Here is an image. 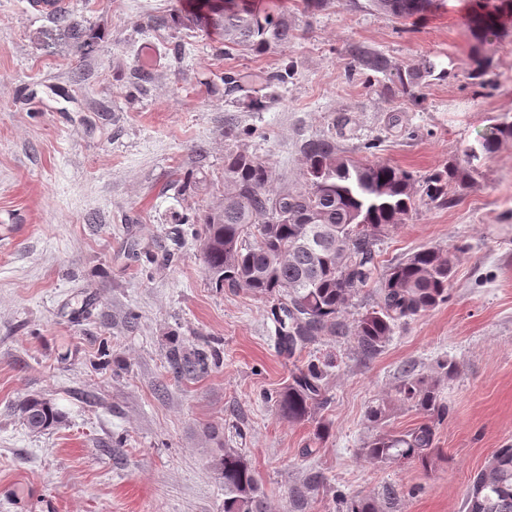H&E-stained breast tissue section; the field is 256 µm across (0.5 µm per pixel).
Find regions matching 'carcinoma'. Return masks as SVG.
Here are the masks:
<instances>
[{
    "label": "carcinoma",
    "mask_w": 512,
    "mask_h": 512,
    "mask_svg": "<svg viewBox=\"0 0 512 512\" xmlns=\"http://www.w3.org/2000/svg\"><path fill=\"white\" fill-rule=\"evenodd\" d=\"M378 12L401 22L441 9L445 0H369ZM470 26L473 44L468 54L467 76L479 87L491 85L487 75L492 61L483 47L499 37L504 9L512 3L474 0ZM52 17L61 24L81 52L93 48L94 35L83 24L62 13ZM173 24L186 30L213 29L222 36L219 54L243 50L262 55L293 36L292 17L286 9L259 11L251 0H197L186 13L176 10ZM349 73L370 70L381 73L400 93L418 102L419 89L446 72L424 59L417 65H391L383 55L356 48L350 51ZM290 70L284 67L260 77L262 88L285 84ZM212 96L240 93L239 104L252 110L268 107L273 96L259 93L238 74L228 73L220 83H208ZM512 138V122H501L462 156L418 179L410 172L370 161L343 151L336 138L321 136L302 147L303 184L297 189L273 187L268 162L243 147L224 154V192L218 201L194 214L172 216L168 236L181 239L183 224L200 225L201 257L213 288L245 292L276 301L271 309L276 331L288 358L307 349L322 336H354L365 359L376 357L402 321L448 301V285L454 273L452 256L430 247L412 252L378 272L377 241L416 210L417 198L437 207L456 204V192L472 181L476 162L493 154ZM374 285L375 305L348 324L344 314L352 300ZM220 349L205 343L169 338L166 369L175 379H197L219 366ZM440 376L428 377L405 371L397 387L398 400L417 410L424 421L404 431H384L372 436L360 455L374 463L409 461L429 468L439 457L437 425L449 414L442 401L441 379L457 372L452 359L438 362ZM325 372L310 362L292 375V382L275 395L280 418L294 424L315 421L325 399ZM24 426L41 433L63 422L64 414L40 396L18 405ZM218 448L210 466L224 483V512H270L262 483L246 455L224 447L218 432L208 431ZM324 486L319 474L310 476L292 491V497L308 499ZM397 499L388 487L382 497L345 501L342 512H390ZM465 512H512V446L496 449L471 478L464 501Z\"/></svg>",
    "instance_id": "obj_1"
}]
</instances>
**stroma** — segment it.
Here are the masks:
<instances>
[{
    "label": "stroma",
    "mask_w": 512,
    "mask_h": 512,
    "mask_svg": "<svg viewBox=\"0 0 512 512\" xmlns=\"http://www.w3.org/2000/svg\"><path fill=\"white\" fill-rule=\"evenodd\" d=\"M194 2L64 0L97 34L84 55L51 15L0 0V214L19 216L0 223V512H224L210 425L247 456L271 512H340L387 487L394 512H460L471 475L512 446V139L482 160L454 207L419 201L376 247L384 266L422 248L453 254L447 302L398 324L372 360L350 336L303 352L327 366L318 417L332 429L319 441L314 424L282 420L272 401L294 366L278 352L269 301L211 288L197 225H183L171 263L147 256L167 246L171 212L220 197L237 142L291 188L301 185V144L323 135L417 177L460 158L512 120V18L510 36L487 49L496 83L481 89L466 76L470 0H446L406 29L368 0H328L313 15L293 0H255L287 6L293 38L223 57L218 35L163 26ZM355 45L396 65L427 58L448 75L412 102L383 75L348 74ZM142 60L150 78L134 92ZM287 65V84L259 112L203 88L230 71L251 78ZM342 115L350 122L338 132ZM187 170L204 183L182 195L174 182ZM170 332L220 341L222 364L170 379ZM445 357L459 372L441 385L450 413L434 467L364 460L368 407L389 403L384 429L414 427L422 417L395 388L407 365L430 376ZM31 395L55 403L62 423L29 432L16 406ZM312 471L324 486L295 510L290 491Z\"/></svg>",
    "instance_id": "obj_1"
}]
</instances>
